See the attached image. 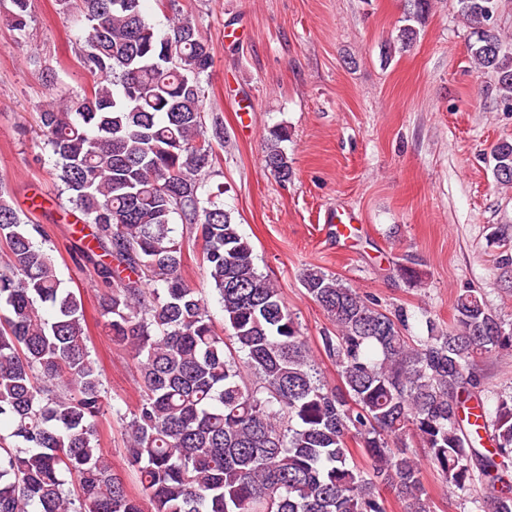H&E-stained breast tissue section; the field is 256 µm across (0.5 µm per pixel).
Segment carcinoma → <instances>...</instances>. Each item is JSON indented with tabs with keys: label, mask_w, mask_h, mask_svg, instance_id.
<instances>
[{
	"label": "carcinoma",
	"mask_w": 512,
	"mask_h": 512,
	"mask_svg": "<svg viewBox=\"0 0 512 512\" xmlns=\"http://www.w3.org/2000/svg\"><path fill=\"white\" fill-rule=\"evenodd\" d=\"M59 2L81 16L79 63L99 81L52 100L37 126L60 194L90 228L81 257L104 285L105 327L138 364L126 453L154 512H387L385 490L404 512H436L410 438L470 512H512V392L488 408L472 371L475 358L512 350V329L468 290L452 324L411 336L405 309L389 312L313 266L302 285L334 325L320 336L340 379L328 385L281 289L224 209L223 184L210 183L224 126L218 117L205 125L208 40L185 15L158 31L145 0ZM455 2L475 64L495 75L512 109L501 0ZM10 3L21 42L31 0ZM406 6L405 18L421 21L431 0ZM417 35L400 27L398 49ZM288 137L278 125L265 139L264 167L280 183L293 175ZM492 158L496 181L512 186V144ZM177 217L201 242L224 311L220 331L203 290L184 276ZM0 244V427L9 429L0 437V512H143L101 448L99 419L120 409L88 348L81 293L59 278L44 227L1 185ZM417 266L413 255L399 266L416 286Z\"/></svg>",
	"instance_id": "obj_1"
}]
</instances>
